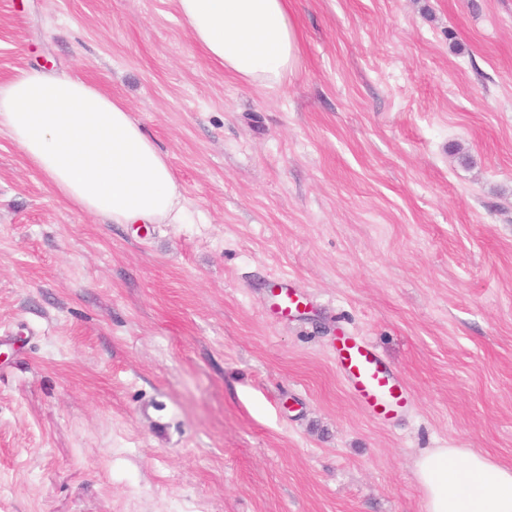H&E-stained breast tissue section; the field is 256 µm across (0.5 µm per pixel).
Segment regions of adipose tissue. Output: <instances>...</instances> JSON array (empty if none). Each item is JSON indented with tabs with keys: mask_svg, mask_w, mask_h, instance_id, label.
Here are the masks:
<instances>
[{
	"mask_svg": "<svg viewBox=\"0 0 512 512\" xmlns=\"http://www.w3.org/2000/svg\"><path fill=\"white\" fill-rule=\"evenodd\" d=\"M193 44L244 82L282 86L299 58L287 0H175ZM7 131L52 191L110 224H185L192 215L166 154L94 82L24 70L0 80ZM427 512H512V468L466 448L414 464Z\"/></svg>",
	"mask_w": 512,
	"mask_h": 512,
	"instance_id": "1",
	"label": "adipose tissue"
}]
</instances>
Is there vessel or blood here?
Masks as SVG:
<instances>
[{
  "label": "vessel or blood",
  "mask_w": 512,
  "mask_h": 512,
  "mask_svg": "<svg viewBox=\"0 0 512 512\" xmlns=\"http://www.w3.org/2000/svg\"><path fill=\"white\" fill-rule=\"evenodd\" d=\"M269 312L278 318L299 313L300 300L289 289L287 277L270 282ZM336 369L357 401L375 418H395L407 402L403 377L395 374L366 344L347 334H339Z\"/></svg>",
  "instance_id": "b4317fda"
}]
</instances>
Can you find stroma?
<instances>
[{
    "label": "stroma",
    "instance_id": "1",
    "mask_svg": "<svg viewBox=\"0 0 512 512\" xmlns=\"http://www.w3.org/2000/svg\"><path fill=\"white\" fill-rule=\"evenodd\" d=\"M276 89L174 0H0V78L123 101L194 224H104L0 132V512H426L414 462L512 467V0H289ZM285 275L307 300L265 313ZM345 329L404 375L381 422ZM336 369L357 401L375 418L390 421L407 402L403 377L395 374L366 344L340 333Z\"/></svg>",
    "mask_w": 512,
    "mask_h": 512
}]
</instances>
